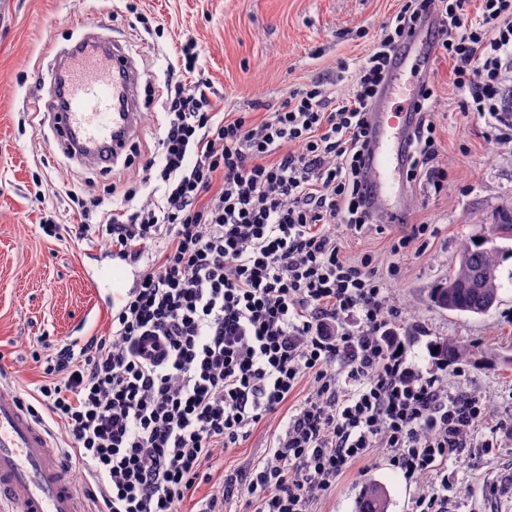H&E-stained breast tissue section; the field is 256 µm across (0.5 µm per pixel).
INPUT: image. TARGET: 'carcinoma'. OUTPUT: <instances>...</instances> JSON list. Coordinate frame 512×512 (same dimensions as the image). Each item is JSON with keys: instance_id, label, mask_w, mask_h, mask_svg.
Masks as SVG:
<instances>
[{"instance_id": "cac0c4a2", "label": "carcinoma", "mask_w": 512, "mask_h": 512, "mask_svg": "<svg viewBox=\"0 0 512 512\" xmlns=\"http://www.w3.org/2000/svg\"><path fill=\"white\" fill-rule=\"evenodd\" d=\"M499 250L474 242L462 248L458 268L448 275V283L435 289L431 301L438 307L471 314H486L498 301ZM437 354L450 361H462L470 350L452 342L443 341ZM389 500L385 488L377 483L365 486L358 504V512H388Z\"/></svg>"}]
</instances>
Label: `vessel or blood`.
<instances>
[{"label":"vessel or blood","mask_w":512,"mask_h":512,"mask_svg":"<svg viewBox=\"0 0 512 512\" xmlns=\"http://www.w3.org/2000/svg\"><path fill=\"white\" fill-rule=\"evenodd\" d=\"M440 35L423 22L400 50L371 116L368 144L370 204L393 218L407 213L406 144L418 83L401 86L408 65L431 67L430 46ZM44 82L33 99L45 111L57 149L99 167L117 163L139 130L142 74L135 58L98 29L71 46H55ZM402 105H394V98ZM67 462L19 390L0 382V502L9 512H83L66 477Z\"/></svg>","instance_id":"vessel-or-blood-1"}]
</instances>
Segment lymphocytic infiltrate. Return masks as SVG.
<instances>
[{
    "label": "lymphocytic infiltrate",
    "instance_id": "lymphocytic-infiltrate-1",
    "mask_svg": "<svg viewBox=\"0 0 512 512\" xmlns=\"http://www.w3.org/2000/svg\"><path fill=\"white\" fill-rule=\"evenodd\" d=\"M403 0L371 52L353 63L347 94L320 79L293 91L260 122L217 111L193 80L198 44L186 40L167 68L158 156L139 180L163 199L103 213L79 202L77 238L142 264L118 299L111 337L32 351L35 390L62 429L63 453L86 481L97 512H312L353 462L389 450L405 479L437 489L413 512H448V461L488 423L483 401L450 392L420 367L370 255L347 259L333 227L375 224L365 169L369 114L392 51L431 14L436 51L454 63L464 109L512 126L499 75L512 66V0ZM424 87L409 142V180L442 190ZM161 250L149 253L154 243ZM356 319L345 328L346 319ZM310 391L273 433L265 455L228 469L222 453L281 410L302 380Z\"/></svg>",
    "mask_w": 512,
    "mask_h": 512
}]
</instances>
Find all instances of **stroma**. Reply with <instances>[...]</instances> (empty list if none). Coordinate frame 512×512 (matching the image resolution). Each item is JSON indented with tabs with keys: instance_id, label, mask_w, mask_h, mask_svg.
Returning a JSON list of instances; mask_svg holds the SVG:
<instances>
[{
	"instance_id": "35a3bbf8",
	"label": "stroma",
	"mask_w": 512,
	"mask_h": 512,
	"mask_svg": "<svg viewBox=\"0 0 512 512\" xmlns=\"http://www.w3.org/2000/svg\"><path fill=\"white\" fill-rule=\"evenodd\" d=\"M130 3L148 18L147 28L131 27ZM399 7L400 0H0V363L9 369L7 383L31 396L40 370L28 350L41 338L54 345L109 335L110 303L139 274L100 243L67 232L53 238L40 226L46 218L74 227L71 190L100 198L102 210L116 208L138 175L137 166L121 161L109 173L80 165L49 143L48 127L26 101L42 92L52 44L75 42L86 24L98 23L138 54L145 75L134 143L147 156L164 120L167 64L185 39L199 45L198 68L219 111L258 121L313 77L347 93L348 81L337 78L340 63L365 54ZM432 67L437 163L448 183L438 192L424 181L408 187V218L428 224V235L396 260L390 248L399 225L381 218L361 235L340 225L335 231L348 258L371 255L382 273L398 262L400 272L388 282L389 303L402 312L394 326L422 368H431L429 351L439 341L479 349V356L449 363L441 377L449 390L482 399L501 429L477 434L494 438L491 452L467 448L449 460L448 512H512V235L492 234L512 215V129L463 109L447 58L434 56ZM112 184L117 194H108ZM38 191L44 201L35 199ZM485 237L505 255L497 304L484 315L436 307L431 295L463 244ZM372 482L385 487L388 512H411L412 500L431 486L427 477L406 481L387 450L376 448L339 478L317 512H358Z\"/></svg>"
}]
</instances>
